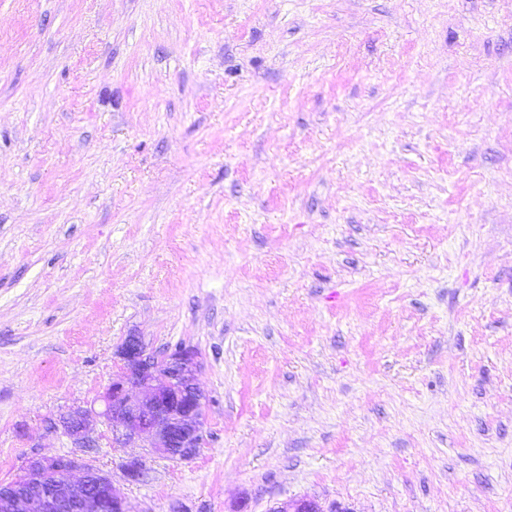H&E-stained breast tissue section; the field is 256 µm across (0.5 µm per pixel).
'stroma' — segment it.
Returning a JSON list of instances; mask_svg holds the SVG:
<instances>
[{
	"instance_id": "obj_1",
	"label": "stroma",
	"mask_w": 512,
	"mask_h": 512,
	"mask_svg": "<svg viewBox=\"0 0 512 512\" xmlns=\"http://www.w3.org/2000/svg\"><path fill=\"white\" fill-rule=\"evenodd\" d=\"M133 334L139 512H512V0H0V482ZM348 512L347 509L339 507L325 511L322 505L316 499L302 497L286 502L279 503L278 506L269 510V512Z\"/></svg>"
}]
</instances>
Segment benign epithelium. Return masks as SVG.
Instances as JSON below:
<instances>
[{"instance_id": "benign-epithelium-1", "label": "benign epithelium", "mask_w": 512, "mask_h": 512, "mask_svg": "<svg viewBox=\"0 0 512 512\" xmlns=\"http://www.w3.org/2000/svg\"><path fill=\"white\" fill-rule=\"evenodd\" d=\"M120 364L101 396L93 403L73 405L50 423L63 430L74 451L63 456L27 459L21 479L0 483V512H133L112 477L100 471L87 453L98 446L102 423L112 443L143 439L156 455L187 460L203 441L206 396L196 383L198 352L182 347L162 355L147 352L141 337L130 335L118 348ZM79 472L82 479L71 481ZM269 512H350L324 510L319 501L302 497L280 503Z\"/></svg>"}]
</instances>
